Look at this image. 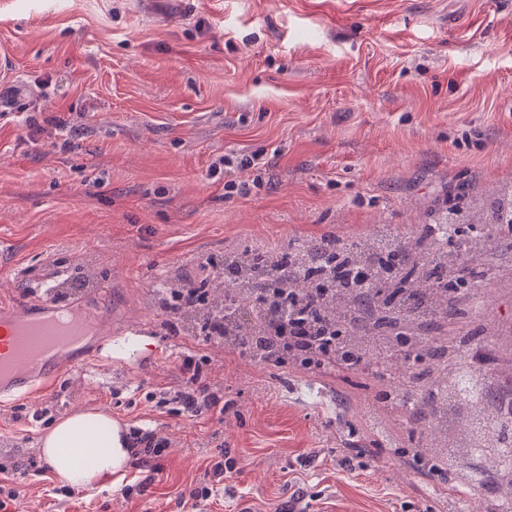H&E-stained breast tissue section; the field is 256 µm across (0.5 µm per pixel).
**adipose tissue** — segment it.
<instances>
[{
    "mask_svg": "<svg viewBox=\"0 0 512 512\" xmlns=\"http://www.w3.org/2000/svg\"><path fill=\"white\" fill-rule=\"evenodd\" d=\"M39 447L53 472L75 488L120 473L133 453L118 421L84 409L59 419L40 439Z\"/></svg>",
    "mask_w": 512,
    "mask_h": 512,
    "instance_id": "1",
    "label": "adipose tissue"
}]
</instances>
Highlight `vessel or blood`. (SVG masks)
<instances>
[{
    "instance_id": "obj_1",
    "label": "vessel or blood",
    "mask_w": 512,
    "mask_h": 512,
    "mask_svg": "<svg viewBox=\"0 0 512 512\" xmlns=\"http://www.w3.org/2000/svg\"><path fill=\"white\" fill-rule=\"evenodd\" d=\"M85 308L41 297L22 306L0 305V402L30 399L60 375L83 368L111 331L85 318Z\"/></svg>"
}]
</instances>
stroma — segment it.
<instances>
[{"mask_svg":"<svg viewBox=\"0 0 512 512\" xmlns=\"http://www.w3.org/2000/svg\"><path fill=\"white\" fill-rule=\"evenodd\" d=\"M1 55L18 91L0 113V303L75 300L79 275L107 285L103 319L157 325L125 362L105 348L0 405L12 512H486L492 489L417 463L426 431L379 403L387 379L171 335L161 284L245 244L404 235L512 181V0H0ZM463 261L484 278L440 335L483 331L510 363L512 252ZM187 358L223 417L158 405ZM77 407L168 445L52 495L38 442Z\"/></svg>","mask_w":512,"mask_h":512,"instance_id":"obj_1","label":"stroma"}]
</instances>
